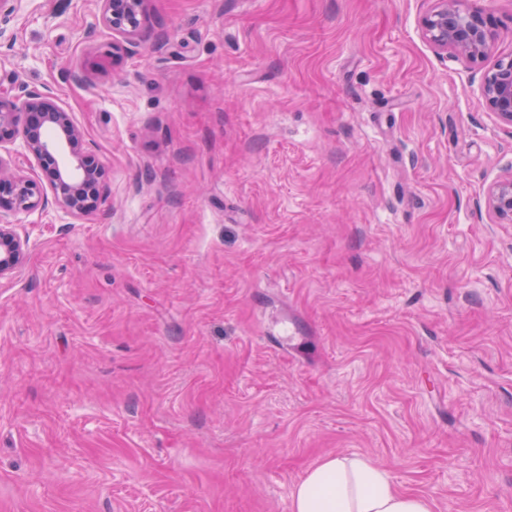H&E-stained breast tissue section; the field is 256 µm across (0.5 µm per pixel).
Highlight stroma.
Wrapping results in <instances>:
<instances>
[{
	"instance_id": "1",
	"label": "stroma",
	"mask_w": 512,
	"mask_h": 512,
	"mask_svg": "<svg viewBox=\"0 0 512 512\" xmlns=\"http://www.w3.org/2000/svg\"><path fill=\"white\" fill-rule=\"evenodd\" d=\"M433 0H27L0 85L52 88L108 177L19 217L0 280V512H291L363 455L432 512H512V125ZM167 33L157 46L158 33ZM84 73L87 83L74 80ZM98 23L112 32V42L105 44L112 60L130 52L137 45L147 17L149 0H97ZM115 36V38H114ZM485 205L493 217L512 223V173L489 188Z\"/></svg>"
}]
</instances>
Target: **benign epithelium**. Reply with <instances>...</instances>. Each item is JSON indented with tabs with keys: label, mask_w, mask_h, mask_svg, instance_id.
<instances>
[{
	"label": "benign epithelium",
	"mask_w": 512,
	"mask_h": 512,
	"mask_svg": "<svg viewBox=\"0 0 512 512\" xmlns=\"http://www.w3.org/2000/svg\"><path fill=\"white\" fill-rule=\"evenodd\" d=\"M24 0H0V45L12 46L15 22ZM149 0H97L98 23L112 32L106 44L112 58L137 45ZM421 20L425 40L437 52L481 60L492 50L495 23L469 0H434ZM488 107L512 125V56L499 59L483 77ZM22 154L40 168L41 185L11 163ZM106 168L86 144L85 133L72 111L50 90L0 87V219L43 214L49 203L68 218L92 213ZM488 212L512 222V174L491 186L485 197ZM29 238L16 224H0V280L12 277L25 263Z\"/></svg>",
	"instance_id": "obj_1"
}]
</instances>
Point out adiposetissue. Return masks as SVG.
<instances>
[{"mask_svg": "<svg viewBox=\"0 0 512 512\" xmlns=\"http://www.w3.org/2000/svg\"><path fill=\"white\" fill-rule=\"evenodd\" d=\"M291 512H431V506L400 491L389 471L367 457L328 456L296 486Z\"/></svg>", "mask_w": 512, "mask_h": 512, "instance_id": "adipose-tissue-1", "label": "adipose tissue"}]
</instances>
